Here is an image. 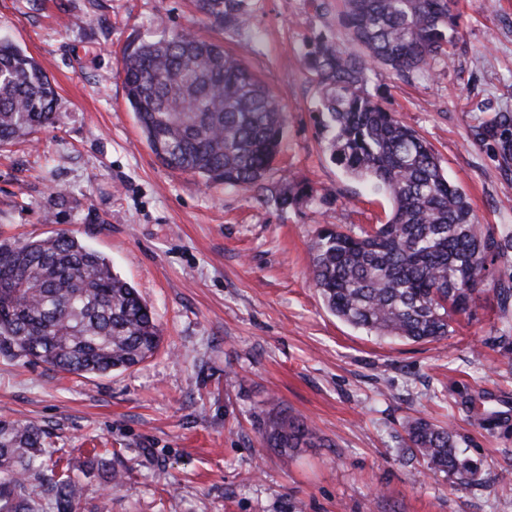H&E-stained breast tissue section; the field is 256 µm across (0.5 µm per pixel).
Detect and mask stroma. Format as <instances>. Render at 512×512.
<instances>
[{
  "mask_svg": "<svg viewBox=\"0 0 512 512\" xmlns=\"http://www.w3.org/2000/svg\"><path fill=\"white\" fill-rule=\"evenodd\" d=\"M322 0H251L248 30L213 25L195 0H0V38L59 94L54 120L0 146V239L68 230L147 300L163 341L144 363L79 377L0 356V419L35 424L83 485L78 512H512V309L491 291L448 337H379L331 314L310 281L327 224L358 233L391 203L325 151L305 56L342 38ZM458 37L427 81L377 69L368 88L433 147L484 227L512 231V169L476 129L512 113V0H458ZM244 48L287 112L263 188L204 184L162 166L126 98L123 56L171 30ZM67 204H54V189ZM288 193L280 208L276 198ZM55 222H48V214ZM280 408L316 436L264 447ZM450 424L482 480L432 477L403 424ZM125 471L110 487L99 453Z\"/></svg>",
  "mask_w": 512,
  "mask_h": 512,
  "instance_id": "1",
  "label": "stroma"
}]
</instances>
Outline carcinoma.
<instances>
[{
    "mask_svg": "<svg viewBox=\"0 0 512 512\" xmlns=\"http://www.w3.org/2000/svg\"><path fill=\"white\" fill-rule=\"evenodd\" d=\"M457 0H336L346 42L324 40L306 68L321 87L326 152L355 180L392 204L387 221L352 234L324 228L310 245V275L329 312L377 336L435 342L452 316L467 313L488 277V257L512 249L473 214L465 192L442 171L430 144L368 89L383 67L426 75L458 27ZM212 23L249 27V0H198ZM123 81L127 101L156 159L209 183L262 186L279 154L284 107L246 66L216 42L184 29L133 47ZM57 90L40 65L0 40V144L52 123ZM479 135L512 162V113ZM492 291L504 307L512 280ZM162 336L136 288L110 261L69 231L0 241V355L78 376L127 370L153 356ZM407 447L430 474L472 483L481 467L457 452L448 427L422 418L404 424ZM263 444L282 454L314 443L304 420L282 409L267 419ZM79 479L59 471L39 426L0 419V512H77Z\"/></svg>",
    "mask_w": 512,
    "mask_h": 512,
    "instance_id": "carcinoma-1",
    "label": "carcinoma"
}]
</instances>
